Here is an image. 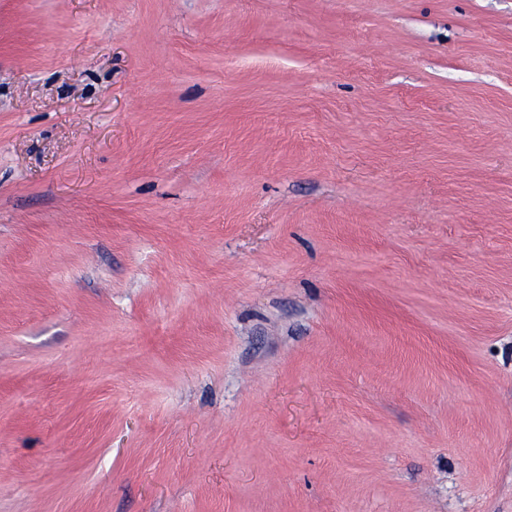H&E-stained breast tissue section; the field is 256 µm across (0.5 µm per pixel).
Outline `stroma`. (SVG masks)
I'll use <instances>...</instances> for the list:
<instances>
[{
  "label": "stroma",
  "mask_w": 512,
  "mask_h": 512,
  "mask_svg": "<svg viewBox=\"0 0 512 512\" xmlns=\"http://www.w3.org/2000/svg\"><path fill=\"white\" fill-rule=\"evenodd\" d=\"M0 512H512V0H0Z\"/></svg>",
  "instance_id": "stroma-1"
}]
</instances>
